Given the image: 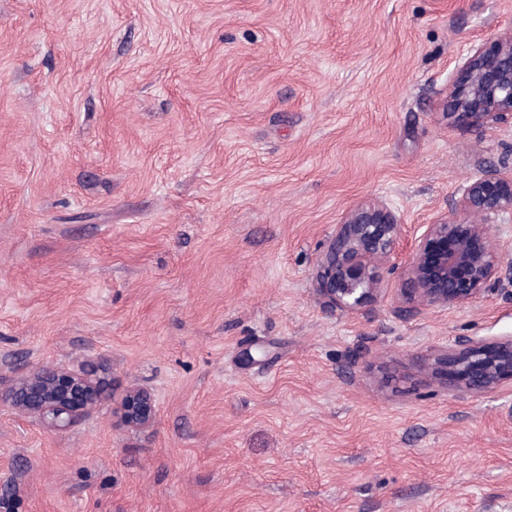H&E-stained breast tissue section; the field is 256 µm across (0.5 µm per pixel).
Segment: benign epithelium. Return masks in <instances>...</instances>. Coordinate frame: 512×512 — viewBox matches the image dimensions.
Returning <instances> with one entry per match:
<instances>
[{
    "mask_svg": "<svg viewBox=\"0 0 512 512\" xmlns=\"http://www.w3.org/2000/svg\"><path fill=\"white\" fill-rule=\"evenodd\" d=\"M445 115L456 126L482 130L512 120V33L474 46L460 66L443 102ZM512 211V178L487 170L469 182L459 212L444 217L415 237L399 277L410 305L456 308L475 301L502 274L501 250L485 219ZM399 217L379 203L357 206L336 225L317 266L314 281L325 302L337 309L357 311L374 298L379 272L403 240ZM428 369L446 376L453 393L489 392L512 380V336L493 341L464 337L451 353L433 359ZM112 400V412L131 428L151 425L156 418L153 396L128 389L111 397L98 370L71 371L42 367L14 380L0 382V403L35 417L52 430H65L77 418Z\"/></svg>",
    "mask_w": 512,
    "mask_h": 512,
    "instance_id": "7a95c632",
    "label": "benign epithelium"
}]
</instances>
